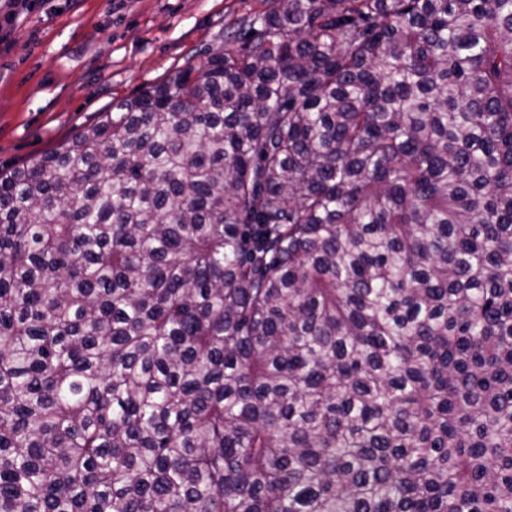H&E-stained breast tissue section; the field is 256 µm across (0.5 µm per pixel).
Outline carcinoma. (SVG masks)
Masks as SVG:
<instances>
[{
    "label": "carcinoma",
    "mask_w": 512,
    "mask_h": 512,
    "mask_svg": "<svg viewBox=\"0 0 512 512\" xmlns=\"http://www.w3.org/2000/svg\"><path fill=\"white\" fill-rule=\"evenodd\" d=\"M0 512H512V0H267L1 175Z\"/></svg>",
    "instance_id": "carcinoma-1"
}]
</instances>
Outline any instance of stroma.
Segmentation results:
<instances>
[{"label":"stroma","mask_w":512,"mask_h":512,"mask_svg":"<svg viewBox=\"0 0 512 512\" xmlns=\"http://www.w3.org/2000/svg\"><path fill=\"white\" fill-rule=\"evenodd\" d=\"M264 0H28L0 28V172L39 160L178 69Z\"/></svg>","instance_id":"stroma-1"}]
</instances>
